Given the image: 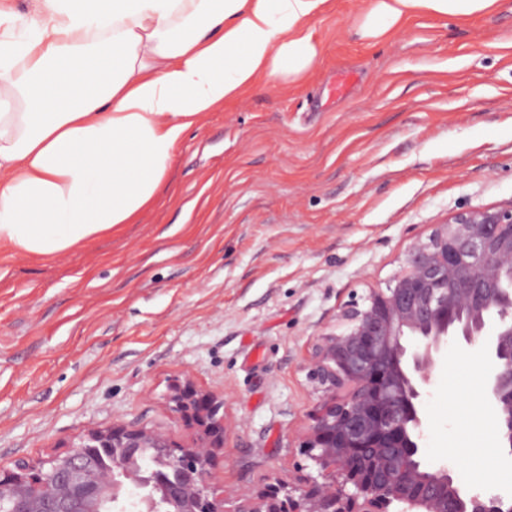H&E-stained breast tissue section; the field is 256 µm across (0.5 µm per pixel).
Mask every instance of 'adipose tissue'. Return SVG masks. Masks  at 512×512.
Returning a JSON list of instances; mask_svg holds the SVG:
<instances>
[{
    "label": "adipose tissue",
    "mask_w": 512,
    "mask_h": 512,
    "mask_svg": "<svg viewBox=\"0 0 512 512\" xmlns=\"http://www.w3.org/2000/svg\"><path fill=\"white\" fill-rule=\"evenodd\" d=\"M329 0H32L0 7V242L55 257L155 197L186 130L257 74L302 81ZM496 0H365L361 38Z\"/></svg>",
    "instance_id": "ef3b65f1"
}]
</instances>
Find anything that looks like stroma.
I'll return each instance as SVG.
<instances>
[{
  "mask_svg": "<svg viewBox=\"0 0 512 512\" xmlns=\"http://www.w3.org/2000/svg\"><path fill=\"white\" fill-rule=\"evenodd\" d=\"M362 6L333 0L314 21L305 80L259 75L190 127L136 223L58 257L0 247V467L115 419L191 442L165 401L188 373L224 397L211 487L225 512L270 477L316 475L302 442L318 335L412 238L512 205V0L415 14L378 41L355 31ZM423 407L424 464L466 484L458 448L490 456L489 491L512 502L479 361L449 346Z\"/></svg>",
  "mask_w": 512,
  "mask_h": 512,
  "instance_id": "1",
  "label": "stroma"
}]
</instances>
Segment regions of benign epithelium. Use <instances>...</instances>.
Returning <instances> with one entry per match:
<instances>
[{
    "instance_id": "obj_1",
    "label": "benign epithelium",
    "mask_w": 512,
    "mask_h": 512,
    "mask_svg": "<svg viewBox=\"0 0 512 512\" xmlns=\"http://www.w3.org/2000/svg\"><path fill=\"white\" fill-rule=\"evenodd\" d=\"M512 207L460 210L413 239L385 287L369 289L318 336L308 377L319 394L302 447L321 479L274 478L236 512H504L498 496L463 490L446 466L421 461L422 395L450 340L484 359L503 436L512 447ZM166 400L190 444L114 421L68 451L0 476L10 512H103L142 482L143 459L169 512H224L209 484L224 447V398L186 375Z\"/></svg>"
}]
</instances>
